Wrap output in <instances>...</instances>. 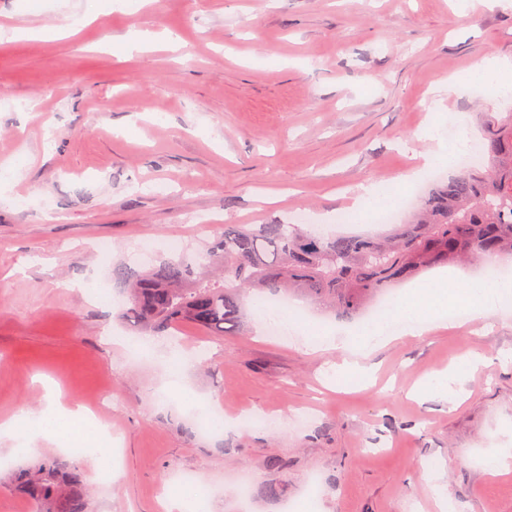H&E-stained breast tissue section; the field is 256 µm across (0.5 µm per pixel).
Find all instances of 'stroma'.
<instances>
[{
  "label": "stroma",
  "mask_w": 512,
  "mask_h": 512,
  "mask_svg": "<svg viewBox=\"0 0 512 512\" xmlns=\"http://www.w3.org/2000/svg\"><path fill=\"white\" fill-rule=\"evenodd\" d=\"M86 10L0 0V420L40 413L37 375L91 409L117 468L69 456L96 512H179L183 475L206 488L200 512H512V470L484 465L512 444V304L398 338L367 358L369 380L346 382L324 338L365 316L300 297L293 336L250 310L236 335L184 323L136 357L138 332L94 298L121 294L112 271L136 266L142 241L166 257L169 239L206 237L205 220L313 224L369 184L422 196L441 177L411 178L437 86L512 62V0H150L91 23ZM43 26L67 36L11 34ZM134 33L143 50L113 55ZM445 106L476 139L512 98L476 82ZM465 356L479 365L454 395L417 394ZM30 451L0 440V512L33 510L4 486ZM509 67L506 62H501L494 58H486L476 63L466 76V80L471 82L488 81L496 71L504 70Z\"/></svg>",
  "instance_id": "1"
}]
</instances>
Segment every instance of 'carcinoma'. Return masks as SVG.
<instances>
[{"instance_id":"1","label":"carcinoma","mask_w":512,"mask_h":512,"mask_svg":"<svg viewBox=\"0 0 512 512\" xmlns=\"http://www.w3.org/2000/svg\"><path fill=\"white\" fill-rule=\"evenodd\" d=\"M486 164L460 170L383 236L304 231L297 224H226L197 254L186 251L139 272L118 266L126 302L118 317L142 332L187 322L211 336L240 331L248 294L305 296L356 316L380 293L437 265L512 260V115L486 126ZM13 490L34 512H94L78 464L36 454Z\"/></svg>"}]
</instances>
